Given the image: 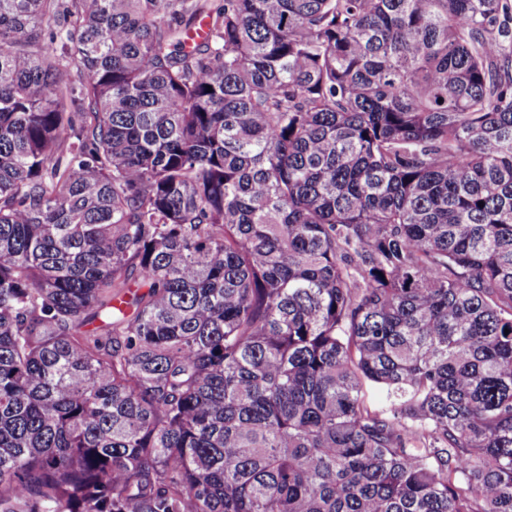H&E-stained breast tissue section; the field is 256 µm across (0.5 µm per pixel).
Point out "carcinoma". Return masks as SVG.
Listing matches in <instances>:
<instances>
[{"label": "carcinoma", "instance_id": "cac0c4a2", "mask_svg": "<svg viewBox=\"0 0 512 512\" xmlns=\"http://www.w3.org/2000/svg\"><path fill=\"white\" fill-rule=\"evenodd\" d=\"M0 512H512V0H0Z\"/></svg>", "mask_w": 512, "mask_h": 512}]
</instances>
